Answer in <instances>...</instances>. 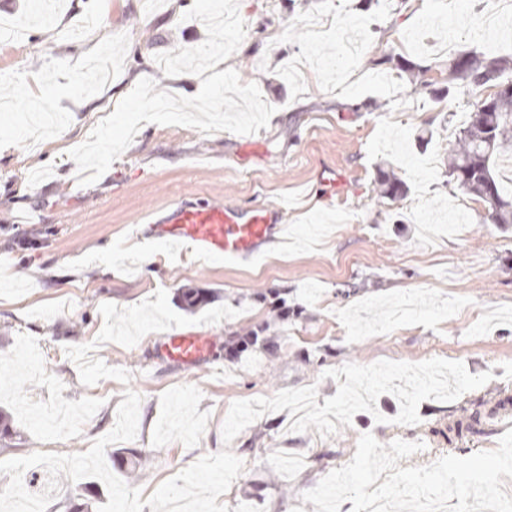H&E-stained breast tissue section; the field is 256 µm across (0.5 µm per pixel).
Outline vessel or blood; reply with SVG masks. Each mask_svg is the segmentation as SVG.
Listing matches in <instances>:
<instances>
[{
    "instance_id": "vessel-or-blood-1",
    "label": "vessel or blood",
    "mask_w": 512,
    "mask_h": 512,
    "mask_svg": "<svg viewBox=\"0 0 512 512\" xmlns=\"http://www.w3.org/2000/svg\"><path fill=\"white\" fill-rule=\"evenodd\" d=\"M281 217V208L272 205L244 210L218 200L176 201L138 231L168 246L193 244L212 260L244 262L282 239L285 227ZM216 347L217 339L211 332L174 330L157 340L155 357L172 368L188 371L212 363Z\"/></svg>"
}]
</instances>
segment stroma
Listing matches in <instances>:
<instances>
[{"mask_svg":"<svg viewBox=\"0 0 512 512\" xmlns=\"http://www.w3.org/2000/svg\"><path fill=\"white\" fill-rule=\"evenodd\" d=\"M194 0H50L26 48L0 46V460L72 455L110 432L125 390L141 398L134 440L107 446L110 471L150 496L202 456L244 463L219 498L229 512H316L302 495L352 460L361 435L423 443L399 467L496 448L512 397V224L449 184L448 146L475 102L412 91L401 56L439 81L449 55L512 54L496 23L460 0H239L242 83L274 107L237 135L142 125L94 184L72 148L143 78L191 97L156 54L204 42ZM341 170L346 200L320 197ZM408 187L374 191L378 168ZM215 197L285 210L288 241L247 264L144 246L176 200ZM200 300L186 307L184 294ZM202 328L216 360L192 372L154 357L159 336ZM262 330L264 347L227 353ZM481 407L480 430L447 437ZM107 498L98 479L59 478L46 512Z\"/></svg>","mask_w":512,"mask_h":512,"instance_id":"stroma-1","label":"stroma"}]
</instances>
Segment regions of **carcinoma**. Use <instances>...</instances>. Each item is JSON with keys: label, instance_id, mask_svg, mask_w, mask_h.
I'll use <instances>...</instances> for the list:
<instances>
[{"label": "carcinoma", "instance_id": "cac0c4a2", "mask_svg": "<svg viewBox=\"0 0 512 512\" xmlns=\"http://www.w3.org/2000/svg\"><path fill=\"white\" fill-rule=\"evenodd\" d=\"M445 96L463 86L478 95L469 120L448 149V177L464 194L482 201L487 218L495 224H512V199L500 196L491 170L494 156L512 143V96L491 93L489 88L512 82V55L487 56L464 51L448 60ZM407 190L395 174L379 171L375 192L381 198L396 199Z\"/></svg>", "mask_w": 512, "mask_h": 512}]
</instances>
